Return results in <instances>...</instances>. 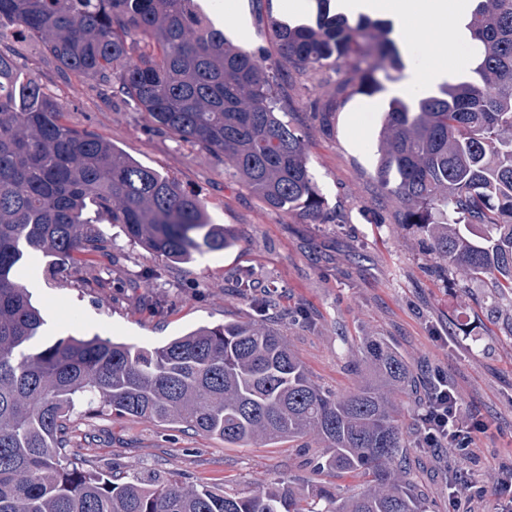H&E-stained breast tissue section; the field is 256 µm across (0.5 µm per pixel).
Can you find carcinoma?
<instances>
[{
  "label": "carcinoma",
  "instance_id": "obj_1",
  "mask_svg": "<svg viewBox=\"0 0 512 512\" xmlns=\"http://www.w3.org/2000/svg\"><path fill=\"white\" fill-rule=\"evenodd\" d=\"M311 24L268 17L280 63L342 74L325 111L373 96L404 64L390 26L317 0ZM470 75L394 97L375 177L445 277L512 306V0H477ZM65 74L127 97L180 141L224 159L268 206L316 221L325 201L265 60L232 44L195 0H0V512H425L407 469L401 399L418 376L385 336L349 349L356 388L316 383L264 320L200 326L152 349L93 337L35 344L45 320L17 277L32 256L65 265L95 248L96 224L174 264L232 245L205 203L94 134L68 125L17 65L12 30ZM192 429L226 444L309 439L314 470L365 479L353 496L281 480L242 497L175 478L118 482L66 460L80 404Z\"/></svg>",
  "mask_w": 512,
  "mask_h": 512
}]
</instances>
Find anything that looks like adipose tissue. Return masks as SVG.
Listing matches in <instances>:
<instances>
[{
    "label": "adipose tissue",
    "mask_w": 512,
    "mask_h": 512,
    "mask_svg": "<svg viewBox=\"0 0 512 512\" xmlns=\"http://www.w3.org/2000/svg\"><path fill=\"white\" fill-rule=\"evenodd\" d=\"M346 12H385L397 17L405 30H413L419 19L430 22L436 39L448 51L456 52L464 45L459 21L464 16V0H339Z\"/></svg>",
    "instance_id": "adipose-tissue-1"
}]
</instances>
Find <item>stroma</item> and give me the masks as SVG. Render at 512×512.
<instances>
[{"label": "stroma", "mask_w": 512, "mask_h": 512, "mask_svg": "<svg viewBox=\"0 0 512 512\" xmlns=\"http://www.w3.org/2000/svg\"><path fill=\"white\" fill-rule=\"evenodd\" d=\"M198 2L231 41L258 56L273 54L252 0H237L233 15L225 14V0ZM15 48L18 63L53 96L68 124L196 194L233 240L174 265L103 223L97 247L75 254L66 270L51 274L49 258L32 259L21 281L34 283L51 339L100 336L153 348L200 325L262 319L280 309L278 326L313 379L345 394L357 383L349 348L361 336L389 337L411 362L448 374L463 405L483 415L488 428L458 465L484 487L476 512H501L497 475L512 464V337L505 318L488 322L484 288L433 273L415 227L401 224L398 203L374 176L377 132L395 88L353 97L326 121L320 108L340 72L327 68L310 78L285 66L276 71L288 119L325 199L323 219L313 222L269 208L223 161L158 128L129 101L107 98L94 80L62 74L34 41L19 40ZM246 275L260 287L243 296L235 281ZM452 323L459 335H449ZM70 428L67 455L75 464L105 475L117 471L127 481L160 475L230 496L283 477L304 492L362 489L358 477L316 475L315 446H233L180 426L84 407ZM411 457L427 512H448L445 455L417 447Z\"/></svg>", "instance_id": "stroma-1"}]
</instances>
